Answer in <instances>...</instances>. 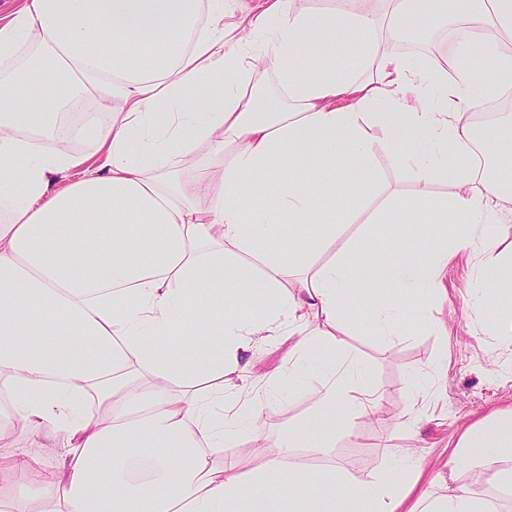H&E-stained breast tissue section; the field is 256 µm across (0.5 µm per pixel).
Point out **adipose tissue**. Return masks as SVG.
<instances>
[{
	"mask_svg": "<svg viewBox=\"0 0 512 512\" xmlns=\"http://www.w3.org/2000/svg\"><path fill=\"white\" fill-rule=\"evenodd\" d=\"M423 9L464 19L451 55L392 51L401 19ZM258 31L266 46L248 52ZM506 34L512 0H351L306 11L267 0L231 26L221 0H25L0 24V384L10 395L0 439L19 422L31 446L0 458L16 480L0 512H274L300 487L309 512H336L344 496L367 512H398L404 476L419 467L410 448L366 484L335 466L312 476L279 458L247 478L213 457L255 434L285 381L313 401L289 448L321 447L322 432L376 409L373 385L346 356L328 352L315 377L303 373L315 336L341 324L375 257L360 240L331 235L312 248L338 251L315 268L283 243L301 225L325 223L319 202L335 198L342 178L375 181L384 157L414 175L418 199L457 216L451 231L421 238L422 265L395 235L425 215L405 208L388 221L386 274L416 302L441 290L452 255L480 251L485 277L512 276V256L488 231L504 220L512 190L478 179L471 162L474 107L512 91ZM339 42L353 49L350 66L299 70V57ZM478 52L496 77L481 90L469 67ZM57 61L72 78L70 106L86 89L97 96L96 112L66 137L57 92L40 81ZM219 74L224 96L212 104L201 92ZM268 92L277 111L260 109ZM71 136L84 150L68 147ZM198 150L207 161L191 177L167 171ZM438 183L448 196H433ZM245 284L263 288L264 300L242 303ZM261 345L287 347L284 376H248ZM495 449H512V410L467 427L453 465L482 466ZM139 460L149 464L143 478ZM282 468L286 482L268 486V472ZM426 512L494 508L452 485Z\"/></svg>",
	"mask_w": 512,
	"mask_h": 512,
	"instance_id": "1",
	"label": "adipose tissue"
}]
</instances>
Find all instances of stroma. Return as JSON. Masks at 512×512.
<instances>
[{"label":"stroma","mask_w":512,"mask_h":512,"mask_svg":"<svg viewBox=\"0 0 512 512\" xmlns=\"http://www.w3.org/2000/svg\"><path fill=\"white\" fill-rule=\"evenodd\" d=\"M380 181L349 188L347 195L361 204L359 223H336L337 240L360 237L363 251L384 256L383 225L377 217L415 203L409 175L377 161ZM481 275L479 259L456 257L443 272L445 296L427 301L424 319L411 318L412 298L395 291L390 280L378 278L376 287L354 288L341 330L325 337L327 346H342L377 389V411L356 419L352 433L329 438L326 451L310 447L283 449L285 436L312 411L313 402L297 387L284 388L283 399L265 412L260 436L265 456L252 451L249 438L233 442L224 456L240 473L265 470L268 459L288 453L308 472L337 466L354 483L372 481L383 459L403 448L418 449L419 474H407L417 492L399 512H412L418 492L441 494L437 475L454 472L459 486L487 490L493 472H512V457L495 453L479 468L450 470L453 446L464 429L498 410L512 408V282L498 284L491 305L474 307L469 285ZM400 313L402 332L381 336L367 318L383 301Z\"/></svg>","instance_id":"1"}]
</instances>
